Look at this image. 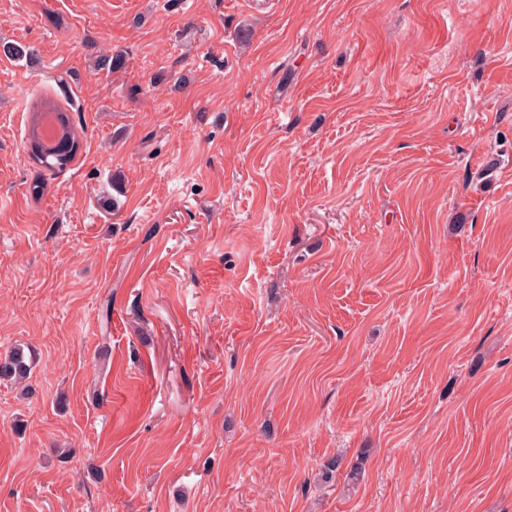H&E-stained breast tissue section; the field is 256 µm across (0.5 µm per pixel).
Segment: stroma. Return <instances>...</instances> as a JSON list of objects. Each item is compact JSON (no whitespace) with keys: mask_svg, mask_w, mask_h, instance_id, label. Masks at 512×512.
Wrapping results in <instances>:
<instances>
[{"mask_svg":"<svg viewBox=\"0 0 512 512\" xmlns=\"http://www.w3.org/2000/svg\"><path fill=\"white\" fill-rule=\"evenodd\" d=\"M7 43L0 512H512V0H0ZM46 110L56 115L61 128V136L54 145L44 142L35 124L38 115ZM30 112L26 140L33 160L41 166L39 168L43 172L58 174L66 170L81 149L80 134L68 110L51 98H41L31 107ZM30 372L31 365L26 363L20 349L12 350L8 355L0 357V379L22 384L29 378Z\"/></svg>","mask_w":512,"mask_h":512,"instance_id":"obj_1","label":"stroma"}]
</instances>
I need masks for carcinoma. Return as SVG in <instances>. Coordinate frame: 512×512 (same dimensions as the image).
Instances as JSON below:
<instances>
[{
  "instance_id": "1",
  "label": "carcinoma",
  "mask_w": 512,
  "mask_h": 512,
  "mask_svg": "<svg viewBox=\"0 0 512 512\" xmlns=\"http://www.w3.org/2000/svg\"><path fill=\"white\" fill-rule=\"evenodd\" d=\"M3 53L14 59L33 60L35 50L20 44L3 45ZM26 140L40 170L58 174L67 169L81 149L80 134L68 110L51 98H42L30 109ZM31 365L19 349L0 357V379L21 384L29 378Z\"/></svg>"
}]
</instances>
